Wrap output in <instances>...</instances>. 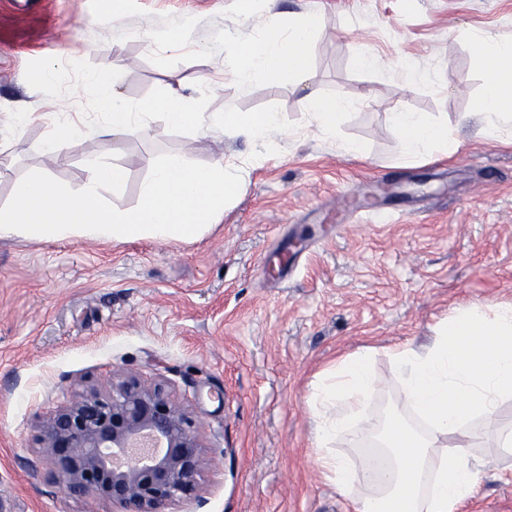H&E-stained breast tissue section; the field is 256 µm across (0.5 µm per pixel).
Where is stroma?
I'll use <instances>...</instances> for the list:
<instances>
[{
    "label": "stroma",
    "instance_id": "obj_1",
    "mask_svg": "<svg viewBox=\"0 0 512 512\" xmlns=\"http://www.w3.org/2000/svg\"><path fill=\"white\" fill-rule=\"evenodd\" d=\"M109 2L25 10L0 0V207L34 172L79 190L96 158L125 169L105 200L129 210L152 161L180 153L247 167L258 152L156 115L148 136L94 131L66 160L44 155L55 116L88 112L97 89L84 78L106 61L119 66L130 105L180 86L198 111L275 112L281 123L267 161L198 240L0 239V512H113L67 496L36 437L39 418L78 380L105 387L116 370L163 375L205 422L204 502L176 512H350L311 451L315 376L339 355L377 347L362 426L380 431L406 411L387 348L428 345L455 307L512 303V134L492 142L461 120L487 79L470 36L512 41V0H276L271 16L244 15L236 0H123L116 17ZM307 13L321 17L310 88L352 102L332 138L313 124L304 90L220 77L232 42ZM189 19L179 49L155 42ZM363 48L373 67L358 65ZM400 63L427 81L404 86ZM394 112L447 126L457 152L403 157ZM20 113L29 122L11 125ZM344 141L364 155L344 154ZM472 454L479 495L466 512H512V455L488 439Z\"/></svg>",
    "mask_w": 512,
    "mask_h": 512
}]
</instances>
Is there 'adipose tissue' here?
Instances as JSON below:
<instances>
[{"instance_id":"adipose-tissue-1","label":"adipose tissue","mask_w":512,"mask_h":512,"mask_svg":"<svg viewBox=\"0 0 512 512\" xmlns=\"http://www.w3.org/2000/svg\"><path fill=\"white\" fill-rule=\"evenodd\" d=\"M318 26L313 13L294 20L287 31L237 43L225 56V74L242 84L260 77L305 84ZM473 43L488 74L475 115L485 139L495 141L504 128H512V41L477 34ZM90 81L98 90L92 108L115 137L146 134L157 114L176 128L196 133L218 129L262 144L280 124L274 112L194 111L178 87L130 107L113 65H104ZM391 121L404 156H450L458 149L446 127L420 113L395 112ZM86 171L76 192L44 174L17 180L11 204L0 208V238L193 241L220 223L225 203L236 196L241 182L226 171L223 160L197 165L171 155L152 165L135 208L128 211L107 208L104 202L105 191L124 184L123 167L92 160ZM376 353L365 347L341 356L310 385L313 453L321 473L339 495L350 498L353 512H461L478 494V463L470 455L472 422L491 419L512 398V303L457 307L435 325L429 346L408 342L388 348L406 403L429 428L422 433L404 419L388 420L377 450L381 467L356 473L331 445L346 436L356 443L368 438L361 423L376 392Z\"/></svg>"}]
</instances>
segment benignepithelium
Returning <instances> with one entry per match:
<instances>
[{"instance_id":"benign-epithelium-1","label":"benign epithelium","mask_w":512,"mask_h":512,"mask_svg":"<svg viewBox=\"0 0 512 512\" xmlns=\"http://www.w3.org/2000/svg\"><path fill=\"white\" fill-rule=\"evenodd\" d=\"M174 384L112 373L105 389L82 385L40 421L38 453L70 497H97L117 512H172L203 503L210 459L195 411Z\"/></svg>"}]
</instances>
